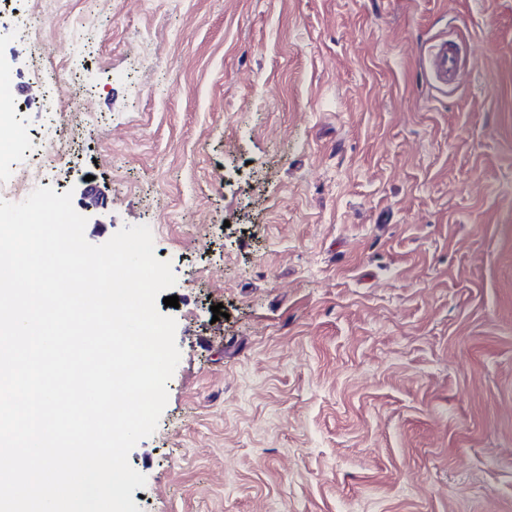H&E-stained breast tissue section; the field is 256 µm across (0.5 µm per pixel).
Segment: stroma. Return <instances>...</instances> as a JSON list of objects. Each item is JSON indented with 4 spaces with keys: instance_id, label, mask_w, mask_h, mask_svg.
Instances as JSON below:
<instances>
[{
    "instance_id": "35a3bbf8",
    "label": "stroma",
    "mask_w": 512,
    "mask_h": 512,
    "mask_svg": "<svg viewBox=\"0 0 512 512\" xmlns=\"http://www.w3.org/2000/svg\"><path fill=\"white\" fill-rule=\"evenodd\" d=\"M0 66V177L65 131L176 277L140 512H512V0H18ZM467 66L468 62L460 55L455 42L443 40L434 46L430 69L438 83L446 86L456 84Z\"/></svg>"
}]
</instances>
